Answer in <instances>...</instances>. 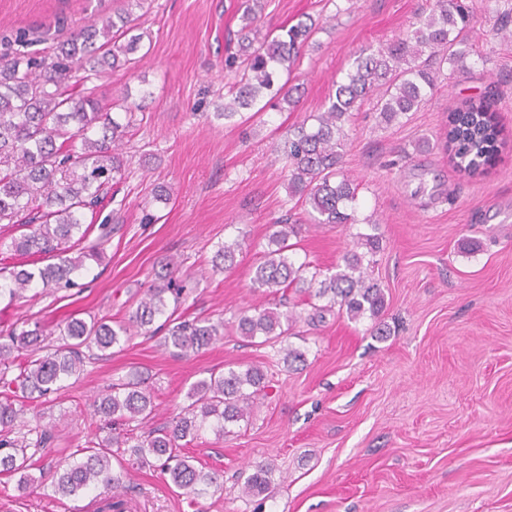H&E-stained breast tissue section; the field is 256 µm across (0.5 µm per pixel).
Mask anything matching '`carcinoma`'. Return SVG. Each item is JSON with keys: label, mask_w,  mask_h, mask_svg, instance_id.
<instances>
[{"label": "carcinoma", "mask_w": 512, "mask_h": 512, "mask_svg": "<svg viewBox=\"0 0 512 512\" xmlns=\"http://www.w3.org/2000/svg\"><path fill=\"white\" fill-rule=\"evenodd\" d=\"M493 0L467 7L460 0H434L430 14L419 20L410 33L369 54L359 55L346 75L336 83L335 95L321 112L309 115L311 128L301 125L288 138L280 161L288 170V191L310 205L316 224H353L347 208L356 202L357 186L349 179L336 180L337 167L345 146V125L352 112L368 99H375L376 111L390 123L415 112L427 101L438 84L443 65L454 68L470 54L465 31L481 11L491 10ZM142 7V0H127V9L113 16H102L91 24L73 30L57 43L56 51L45 55L31 49L28 34L16 31L0 39V224H12L24 232L12 238L9 248L20 256L45 255L54 262L34 270L12 267L9 281L0 291L21 298L36 284L53 291L76 287L74 273L87 262L100 263L103 246L112 228L100 224L98 239L77 256L67 255V243L87 239L92 225L85 224V211L94 210L112 183L125 176L118 153L125 126L102 115L97 99L71 89L72 74L79 71L100 73L105 68L129 66V55L138 50L141 36L122 42L129 28L131 7ZM261 5L247 0L241 15L243 31H250ZM312 33V25L300 20L267 35L255 43L241 37L239 50L224 60L225 70L235 74L224 94V118L251 108L257 100L282 101L294 108L298 99L288 82L278 83L280 73L293 67ZM504 144L502 131L483 98H469L448 114L446 150L456 169L468 175L484 172ZM269 236L270 248L263 251L253 269L251 288L277 294L295 287L311 299L307 316L290 306L286 311L263 309L240 316L241 336L262 343L278 342L291 334L303 319L310 324L338 312L352 320L364 316L378 318L385 307L384 291L367 275L366 258L379 249L374 235L357 236L356 248L343 256L344 266L326 276L309 271V264L297 262L290 254L289 237L298 234V225L288 219L275 222ZM241 243L220 245L215 268L233 262ZM168 274L147 288L128 322L111 325L101 319L89 321L73 316L63 330L59 344L43 345V327L11 326L0 330V387H16L27 398L47 397L61 388V382L84 366L83 350L101 352L127 343L135 333L150 332L156 319L164 322L155 331H165L164 344L178 356H189L224 335L223 323L206 319L187 321L176 317L184 286L175 277L178 264L170 259ZM269 388L263 370L256 365L230 367L210 374L194 384L188 393L190 403L181 408L169 426L143 436L131 433L88 441L84 457L56 474L55 484L64 496H77L89 489L100 490V512H112L125 489L127 471L113 467L119 449L131 448L138 463L156 461L174 485L189 494H201V486L217 478L198 471L187 457H177L181 441L193 439L211 422L220 435L245 420L254 411L259 395ZM153 410L150 393L141 382L129 380L112 384L95 405L99 416L112 424L128 425L146 419ZM24 409L10 397L0 400V473L18 474L28 485L30 464L26 450L44 448L50 439L37 427L17 436ZM175 465H170L171 460ZM270 467L257 465L243 483L244 493L254 498L271 497Z\"/></svg>", "instance_id": "1"}]
</instances>
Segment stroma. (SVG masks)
Returning a JSON list of instances; mask_svg holds the SVG:
<instances>
[{
  "label": "stroma",
  "instance_id": "35a3bbf8",
  "mask_svg": "<svg viewBox=\"0 0 512 512\" xmlns=\"http://www.w3.org/2000/svg\"><path fill=\"white\" fill-rule=\"evenodd\" d=\"M242 0H145L133 8L143 40L131 68L85 75L76 89L134 121L119 151L126 176L96 219L112 227L102 264L76 272L77 295L34 288L0 296V330L45 324L57 344L65 318L128 321L143 291L179 263L185 316L220 321L224 338L174 356L162 335L90 352L79 375L47 401L24 403L28 426L49 430L31 459L33 485L0 474V512H96V491L56 493L53 475L80 461L88 440L112 435L92 403L112 382L142 380L155 409L135 435L166 425L193 384L231 366H262L270 380L249 421L218 436L204 427L179 448L219 483L201 495L174 487L159 468L123 463L127 512H253L242 490L254 465L271 467L274 495L263 512H512V38L497 13L469 33L466 68L442 80L417 111L384 122L364 102L346 124L341 171L355 180L352 224H316L288 194L277 156L288 133L322 111L357 55L402 37L432 0H263L258 35L311 19L316 30L291 73L297 107L219 117L238 49ZM126 0H0V35L24 29L47 41L58 16L72 25L126 8ZM489 98L506 141L484 174L448 161V114L469 97ZM166 189L167 200L156 198ZM298 220L297 261L335 269L359 233L380 249L368 272L383 288L378 319L327 316L298 323L285 344L305 361L283 364L279 344L235 332L241 313L279 298L252 291L251 269L274 221ZM373 224H366V217ZM244 242L233 266L216 270L218 245Z\"/></svg>",
  "mask_w": 512,
  "mask_h": 512
}]
</instances>
